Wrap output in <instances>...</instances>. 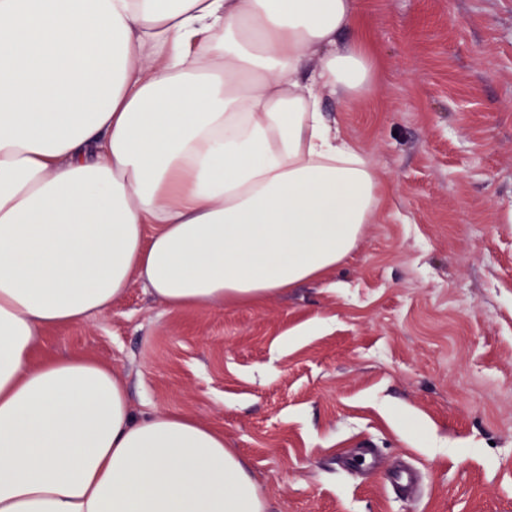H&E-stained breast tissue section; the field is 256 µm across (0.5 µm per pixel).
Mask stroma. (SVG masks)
<instances>
[{
  "label": "stroma",
  "instance_id": "stroma-1",
  "mask_svg": "<svg viewBox=\"0 0 512 512\" xmlns=\"http://www.w3.org/2000/svg\"><path fill=\"white\" fill-rule=\"evenodd\" d=\"M357 3L378 80L325 101L389 186L357 248L255 305L133 283L34 358L111 365L135 411L222 430L266 512H512V0Z\"/></svg>",
  "mask_w": 512,
  "mask_h": 512
}]
</instances>
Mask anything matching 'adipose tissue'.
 I'll use <instances>...</instances> for the list:
<instances>
[{
  "mask_svg": "<svg viewBox=\"0 0 512 512\" xmlns=\"http://www.w3.org/2000/svg\"><path fill=\"white\" fill-rule=\"evenodd\" d=\"M356 9L0 0V512H265L223 431L30 355L135 280L171 309L247 304L356 249L385 186L323 108L376 81L342 39Z\"/></svg>",
  "mask_w": 512,
  "mask_h": 512,
  "instance_id": "adipose-tissue-1",
  "label": "adipose tissue"
}]
</instances>
